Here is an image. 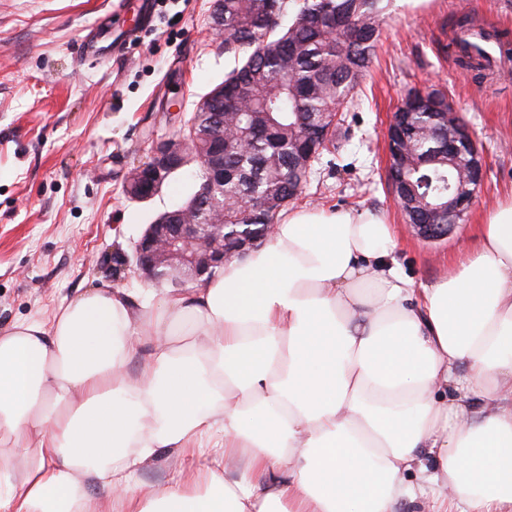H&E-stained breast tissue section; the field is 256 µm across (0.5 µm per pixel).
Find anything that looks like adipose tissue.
Here are the masks:
<instances>
[{
  "label": "adipose tissue",
  "mask_w": 512,
  "mask_h": 512,
  "mask_svg": "<svg viewBox=\"0 0 512 512\" xmlns=\"http://www.w3.org/2000/svg\"><path fill=\"white\" fill-rule=\"evenodd\" d=\"M415 287L389 224L283 213L200 287L92 290L0 335V512H512V198ZM137 374L128 366L141 344ZM182 472L135 477L162 450ZM208 472L198 494L184 472Z\"/></svg>",
  "instance_id": "obj_1"
}]
</instances>
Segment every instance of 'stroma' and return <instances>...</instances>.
Returning a JSON list of instances; mask_svg holds the SVG:
<instances>
[{"instance_id": "35a3bbf8", "label": "stroma", "mask_w": 512, "mask_h": 512, "mask_svg": "<svg viewBox=\"0 0 512 512\" xmlns=\"http://www.w3.org/2000/svg\"><path fill=\"white\" fill-rule=\"evenodd\" d=\"M213 0H0V329L50 319L96 288L142 287L126 263L148 224L195 190L174 173L146 202L124 191L153 146L176 137L200 99L235 67L212 28ZM512 31V0H391L381 40L336 137L339 167L318 165L293 208L367 211L393 225L390 258L430 285L474 254L480 225L512 197V64L457 66L448 48L460 15ZM135 31L123 55L80 61L84 30ZM447 94L485 162L465 221L444 239L417 236L386 167V129L412 90Z\"/></svg>"}]
</instances>
